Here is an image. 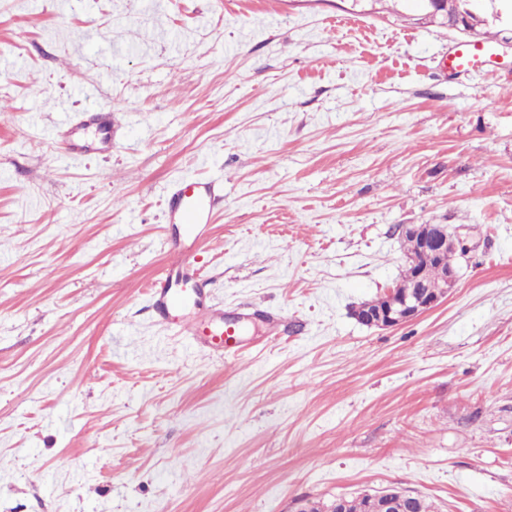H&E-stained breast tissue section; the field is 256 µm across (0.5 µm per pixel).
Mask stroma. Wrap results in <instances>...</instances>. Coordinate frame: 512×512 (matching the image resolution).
<instances>
[{
    "label": "stroma",
    "instance_id": "1",
    "mask_svg": "<svg viewBox=\"0 0 512 512\" xmlns=\"http://www.w3.org/2000/svg\"><path fill=\"white\" fill-rule=\"evenodd\" d=\"M508 67L415 0H0V512H310L398 487L512 512ZM112 115V149L58 126ZM222 177L201 265L243 348L218 358L147 287L172 184ZM402 224L475 245L389 329ZM495 61L494 43L479 40L464 43L448 53L444 64L451 72H469L490 65ZM95 126L101 130L107 131V136L103 143L109 145L111 142L112 147V131L111 124L103 112L87 113L79 116L73 122L61 128L57 133L58 141L64 148L72 155L80 156L88 150V145L82 140L79 135V130H84L88 127ZM455 273H443V286L433 288L417 275L407 286L396 285L381 296V305L376 312H365L360 306L374 308L379 298L362 302L354 310L358 321H370L380 328H392L411 322L427 311L435 308L448 297L449 284L454 283Z\"/></svg>",
    "mask_w": 512,
    "mask_h": 512
}]
</instances>
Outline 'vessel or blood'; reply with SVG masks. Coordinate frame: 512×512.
I'll return each instance as SVG.
<instances>
[{"mask_svg":"<svg viewBox=\"0 0 512 512\" xmlns=\"http://www.w3.org/2000/svg\"><path fill=\"white\" fill-rule=\"evenodd\" d=\"M494 60L493 42L479 40L449 52L444 64L451 72H469ZM91 126L109 130L106 113L79 116L60 129L57 139L70 154L83 155L88 146L80 132ZM223 201L224 184L215 178H183L171 187L166 200V221L181 225L183 234L172 243L171 260L165 273L150 284L149 296L161 317L177 326L180 334L192 338L209 353L233 357L240 351L236 325L225 321L220 311L206 304L197 255L198 243Z\"/></svg>","mask_w":512,"mask_h":512,"instance_id":"1","label":"vessel or blood"}]
</instances>
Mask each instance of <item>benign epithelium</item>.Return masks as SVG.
<instances>
[{
    "instance_id": "benign-epithelium-1",
    "label": "benign epithelium",
    "mask_w": 512,
    "mask_h": 512,
    "mask_svg": "<svg viewBox=\"0 0 512 512\" xmlns=\"http://www.w3.org/2000/svg\"><path fill=\"white\" fill-rule=\"evenodd\" d=\"M400 235L411 233L417 241L420 252L436 256L452 248L468 256L472 247L459 232V228L448 224H401ZM456 275L443 273V286L433 288L420 277H415L408 285H396L381 296V305L375 312H366L358 307L354 317L359 321H369L381 328H392L411 322L427 311L435 308L448 297V284L454 283Z\"/></svg>"
}]
</instances>
